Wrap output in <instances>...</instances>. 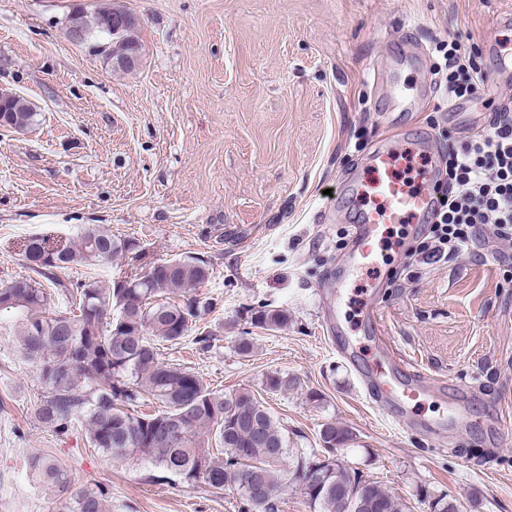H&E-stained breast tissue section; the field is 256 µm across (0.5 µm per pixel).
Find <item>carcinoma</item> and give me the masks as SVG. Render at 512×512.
<instances>
[{
	"label": "carcinoma",
	"instance_id": "obj_1",
	"mask_svg": "<svg viewBox=\"0 0 512 512\" xmlns=\"http://www.w3.org/2000/svg\"><path fill=\"white\" fill-rule=\"evenodd\" d=\"M122 7L83 11L85 25L99 43L112 41V25ZM8 128L24 131L36 120L25 98L0 99ZM125 258L132 272L119 282H66L60 273ZM24 259L33 275L0 280V318L11 320L20 356L36 365L44 389L35 417L58 435L81 426L89 448L113 458L150 462L157 482L168 476L193 486L233 485L241 492L243 512H280V462L286 442L277 422L256 395L241 388L224 394L210 389L190 369L163 359L161 344L184 341L214 308L197 293L211 277L198 257L146 261L141 245L112 235L100 224L84 227L72 244L55 247L39 236L28 239ZM62 298L66 305L55 306ZM117 315H112V310ZM251 325L267 331L288 327V311L263 306ZM298 379L270 373L267 391L275 393ZM151 398L159 409L140 413ZM320 440L327 456L298 462L297 477L309 504L318 512H407V506L376 481L344 465L336 448L352 433L334 423L323 425ZM254 469L257 494L240 486L237 474ZM34 484L57 493L55 512H106L105 491L79 484L70 467L52 454L27 460Z\"/></svg>",
	"mask_w": 512,
	"mask_h": 512
}]
</instances>
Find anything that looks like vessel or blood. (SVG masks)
Segmentation results:
<instances>
[{
  "label": "vessel or blood",
  "instance_id": "vessel-or-blood-1",
  "mask_svg": "<svg viewBox=\"0 0 512 512\" xmlns=\"http://www.w3.org/2000/svg\"><path fill=\"white\" fill-rule=\"evenodd\" d=\"M428 152L427 144L418 139L384 143L369 155L363 175L345 188L355 227L349 269L379 270L381 243L391 226L428 222L437 201L436 172L431 166L413 164L415 158ZM366 386L379 408H395L402 416L430 392L422 379L397 377L381 356L368 368Z\"/></svg>",
  "mask_w": 512,
  "mask_h": 512
}]
</instances>
